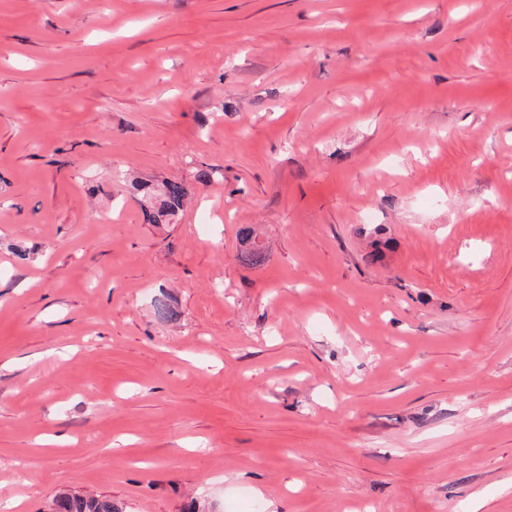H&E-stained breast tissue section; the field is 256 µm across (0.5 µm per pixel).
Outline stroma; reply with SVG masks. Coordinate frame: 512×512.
<instances>
[{"instance_id": "35a3bbf8", "label": "stroma", "mask_w": 512, "mask_h": 512, "mask_svg": "<svg viewBox=\"0 0 512 512\" xmlns=\"http://www.w3.org/2000/svg\"><path fill=\"white\" fill-rule=\"evenodd\" d=\"M65 491L512 512V0H0V512ZM163 195L165 199L158 216L173 215L183 206L188 195V189L185 183L180 180H169L164 184Z\"/></svg>"}]
</instances>
